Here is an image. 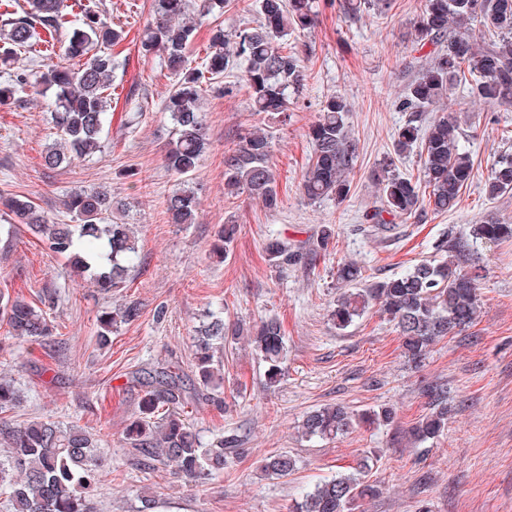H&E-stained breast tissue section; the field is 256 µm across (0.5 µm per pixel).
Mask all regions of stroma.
I'll return each instance as SVG.
<instances>
[{
	"label": "stroma",
	"mask_w": 512,
	"mask_h": 512,
	"mask_svg": "<svg viewBox=\"0 0 512 512\" xmlns=\"http://www.w3.org/2000/svg\"><path fill=\"white\" fill-rule=\"evenodd\" d=\"M101 19L123 30L112 49L122 65L112 91L110 141L103 152L57 169L42 156L54 140L46 105L51 92L32 90L0 105V195L31 198L59 222H70L62 201L80 188L104 187L125 200L123 219L139 237L136 265L112 295L99 294L74 275L24 227L0 231V290L40 303L56 335L42 345L21 343L0 320V375L15 378L25 394L19 408L0 421L51 418L95 434L109 468L95 490L99 512H137L142 493L155 492L158 512H291L295 500L323 479L363 467L380 495L364 512H512V240L477 244L470 266L481 276V309L466 331L437 341L427 359L411 365L394 323L369 309L339 330L329 314L345 284L336 271L353 262L376 281L424 259H443L444 242L466 241L471 225L497 216L512 222V194L487 198L484 184L493 161L512 150V108L472 100L456 89L438 113L456 116L459 142L472 154L479 175L451 212L399 218L378 229L363 216L376 201L372 173L392 151V134L407 118L400 101L422 55L414 42L421 0H395L387 18L366 12L343 16L338 0H319L315 28L299 49L304 81L282 114L257 112L242 85V65L224 75L233 94H203L207 149L194 175L200 198L195 223L173 224L166 212L174 177L163 159L173 135L164 110L175 82L161 57L146 60L137 44L153 19V0H86ZM255 0L198 26L187 50L190 66L205 58L212 31L233 33L256 26ZM135 91L143 115L135 132L122 128L126 94ZM347 99L350 136L358 158L345 201L305 199L299 184L313 148L308 130L328 97ZM267 133L281 199L270 210L248 193L224 192V154L242 134ZM236 226L227 259L213 255L224 224ZM334 230L318 244L323 226ZM302 242L303 258L287 269L270 266L264 252L269 231ZM134 301L137 321L121 326L112 344L100 346L98 319L115 305ZM227 324L252 326L275 318L288 348L278 387L266 389V363L247 338L224 349V406L201 400L183 410L204 445L234 434L223 472L186 487L166 468H149L123 441L142 396L132 378L170 367L186 387L197 388L195 329L208 312ZM448 390L452 413L436 441L421 446L409 429L429 410L424 387ZM340 404L359 412L392 407L388 426L359 425L334 439L302 437L307 412ZM284 452L297 460L288 476L262 472V460Z\"/></svg>",
	"instance_id": "1"
}]
</instances>
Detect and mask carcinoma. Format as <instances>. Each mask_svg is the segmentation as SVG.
<instances>
[{
    "label": "carcinoma",
    "instance_id": "obj_1",
    "mask_svg": "<svg viewBox=\"0 0 512 512\" xmlns=\"http://www.w3.org/2000/svg\"><path fill=\"white\" fill-rule=\"evenodd\" d=\"M236 0H200L199 16L222 12ZM393 0H339L340 11L357 16L364 10L385 15ZM188 0H154V20L140 40L139 53L149 59L164 53L167 66L177 78L164 110L174 125V137L164 157L167 168L177 176L176 188L167 199V210L175 224L195 223L199 198L192 180L205 149L204 116L200 100L203 86L213 87L224 77L230 64H244V78L257 112L288 110V90L304 81L299 54L288 50V37L308 31L317 22V0H260L259 24L229 35L217 30L209 51L199 67H189L185 51L194 37L196 23L185 21ZM477 21L492 36L479 45L472 34ZM73 26L63 44V54L81 61L76 67L54 62V42ZM415 42L435 46L425 56L419 71L406 87L400 109L408 119L393 134V152L374 174L378 187L377 205L366 213L373 224H386L383 214L421 217L454 210L461 195L477 174L471 155L458 145V127L446 116L423 122V114L447 96L455 86H464L480 100L512 108V0H423L414 22ZM40 69L16 71L0 84V103L36 85L53 91L48 104L49 123L56 139L46 150L44 165L51 169L75 159H86L102 151L112 122V73L120 62L108 47L122 40V31L102 21L96 11L84 7L80 18L71 20L63 0H26L20 10L0 14V63L8 64L16 51H26L35 41ZM349 105L332 96L321 106L309 129L314 153L301 183L305 198L317 201L347 199L349 176L358 157L356 141L346 127ZM419 150L421 175L415 179L397 171L395 157ZM271 142L263 133L240 137L235 150L224 156V186L230 195L248 192L265 206H279V194L270 164ZM491 198L512 193V154L496 159L485 182ZM3 206L56 256L89 285L109 294L121 286L137 257L135 232L114 212L123 207L112 194L96 189H79L66 196V213L72 224L57 223L43 215L27 197L6 198ZM236 227L226 225L218 233L215 250L230 251ZM475 241L494 243L512 239V223L488 219L471 227ZM271 266L286 269L302 257L301 248L281 233L271 234L265 244ZM338 279L349 286L338 297L330 320L338 329L349 327L370 307L377 305L397 327L401 347L408 361L420 365L437 340L469 328L480 309L479 275L454 260L421 262L400 275H393L358 287L362 269L350 262L338 269ZM138 303H121L99 318L98 342L106 347L112 334L123 324L140 317ZM0 319L9 326L15 340L38 343L54 336L55 326L43 310L18 295L0 292ZM224 319L210 315L198 330L195 372L203 389L189 394L179 373L160 368L135 381L144 387L138 415L124 431V443L141 460L174 470L187 480L224 470V449L235 448L231 434L219 446L204 448L191 424L181 419L180 409L218 386L222 360L229 335ZM253 350L268 365L266 386L278 385L287 349L280 323L261 322L249 336ZM425 393L429 412L412 428L413 443L437 439L448 424L451 406L448 391L430 384ZM24 395L14 379L0 377V412L18 407ZM395 414L389 407L359 416L368 424L390 425ZM353 415L338 405L309 412L301 424L305 438H336L349 432ZM108 458L98 439L79 426H65L50 418L22 423L0 422V495L9 498L13 512H97L94 490L106 472ZM296 467L288 454H271L263 470L284 477ZM379 488L364 481L361 473H340L317 484L296 502L293 512H357Z\"/></svg>",
    "mask_w": 512,
    "mask_h": 512
}]
</instances>
